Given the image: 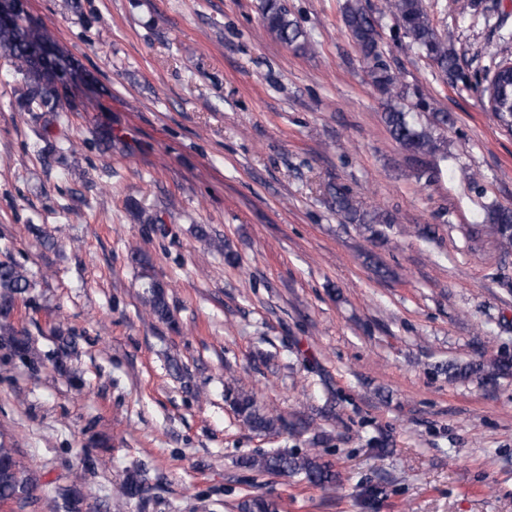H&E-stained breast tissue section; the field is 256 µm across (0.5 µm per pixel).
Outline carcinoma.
I'll return each mask as SVG.
<instances>
[{
  "instance_id": "1",
  "label": "carcinoma",
  "mask_w": 512,
  "mask_h": 512,
  "mask_svg": "<svg viewBox=\"0 0 512 512\" xmlns=\"http://www.w3.org/2000/svg\"><path fill=\"white\" fill-rule=\"evenodd\" d=\"M259 11L264 27L281 43L306 52L312 48L306 32L295 20L284 0H260ZM393 21L395 27L408 39L407 47L427 59L449 77L456 75L458 55L453 46V35L441 34L431 24L422 0H384L380 17ZM342 19L344 26L369 65L368 76L374 89L384 99V121L391 138L417 156H432L438 161L447 160V152L434 133L415 121L414 115L429 110V104L419 89H410L399 83L390 72L378 46L379 17L373 16L362 0H346ZM52 37L40 31L27 16L11 27L0 26V50L11 59L16 74L21 76L22 92L16 100L21 112H45L56 120L57 114L66 111L62 92L66 87L51 81L48 71L61 60L73 66L71 60L59 54L43 56L36 52L39 43L50 42ZM484 90L492 100L491 112L496 121L512 132V68L502 60L489 76H484ZM327 192L334 210L350 224H360L370 239L381 236L378 224H389L388 214L363 209L351 191L341 184L328 185ZM484 227L488 229L498 246L505 252L512 250V207L497 205L486 212ZM132 260L142 265L141 279L144 288V304L149 313L161 321L170 318L165 286L157 280L147 266L142 264L138 253ZM32 287L25 270L14 262L0 261V344L15 351L28 352V339L18 334L9 322L16 299ZM452 376H474L486 386H494L512 375V359L500 357L489 363L451 367ZM234 408L248 428L257 433H271L289 428L299 433L311 430V423L298 420L288 422L261 408L256 400L245 393L235 396ZM323 437L313 433L309 439L311 448L297 450L259 451L239 458V465L247 470L284 473L298 476L307 483L323 489L342 488V478L329 462L316 452ZM37 486L36 474L22 465L18 449L0 440V501L26 502ZM146 493V479L134 474L126 478L118 489V495L126 500H142ZM277 501L269 496L251 497L241 503V512H278Z\"/></svg>"
}]
</instances>
